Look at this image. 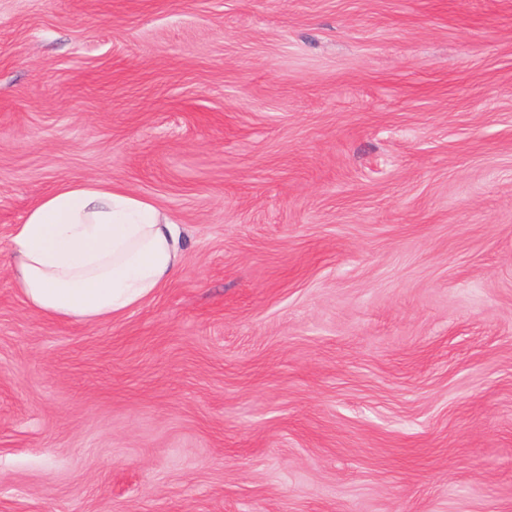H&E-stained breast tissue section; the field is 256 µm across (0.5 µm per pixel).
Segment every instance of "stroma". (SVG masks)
Listing matches in <instances>:
<instances>
[{"instance_id": "stroma-1", "label": "stroma", "mask_w": 512, "mask_h": 512, "mask_svg": "<svg viewBox=\"0 0 512 512\" xmlns=\"http://www.w3.org/2000/svg\"><path fill=\"white\" fill-rule=\"evenodd\" d=\"M85 180L186 240L98 323ZM0 512H512V0H0ZM185 249L181 224L155 203L86 180L61 185L15 225L12 272L31 309L103 322L151 298Z\"/></svg>"}]
</instances>
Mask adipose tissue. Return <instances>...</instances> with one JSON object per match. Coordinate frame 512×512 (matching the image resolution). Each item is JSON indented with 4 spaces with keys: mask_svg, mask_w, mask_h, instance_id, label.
I'll list each match as a JSON object with an SVG mask.
<instances>
[{
    "mask_svg": "<svg viewBox=\"0 0 512 512\" xmlns=\"http://www.w3.org/2000/svg\"><path fill=\"white\" fill-rule=\"evenodd\" d=\"M185 249L181 225L155 203L86 180L61 185L15 225L12 272L31 309L103 322L151 298Z\"/></svg>",
    "mask_w": 512,
    "mask_h": 512,
    "instance_id": "1",
    "label": "adipose tissue"
}]
</instances>
